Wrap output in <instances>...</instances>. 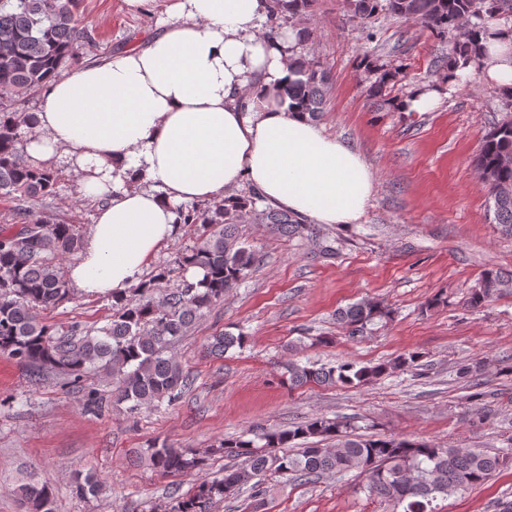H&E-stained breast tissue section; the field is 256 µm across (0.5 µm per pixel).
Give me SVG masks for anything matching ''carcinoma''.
I'll use <instances>...</instances> for the list:
<instances>
[{
    "label": "carcinoma",
    "instance_id": "obj_1",
    "mask_svg": "<svg viewBox=\"0 0 512 512\" xmlns=\"http://www.w3.org/2000/svg\"><path fill=\"white\" fill-rule=\"evenodd\" d=\"M315 4L316 0H274L275 18L267 36L312 15ZM347 5L349 18L364 28H372L382 15H393L417 22L433 34L450 36L453 46L448 57L436 61L444 79L450 69L479 71L481 39L489 35L491 21L512 13V0H347ZM93 40L88 23L68 0H0V99L38 92L65 65L80 61L83 47ZM373 71L369 95L398 111L391 93L402 80V71L377 66ZM294 74L282 97L314 120L323 112L332 87L331 72L306 59ZM29 132L28 113L0 109V198L27 203L13 208L10 220L0 225V352L25 368L34 381L48 373L61 376L73 392L82 394L83 407L93 413L110 404H124L126 412L135 414L143 407L178 401L195 378L172 354L173 346L261 260L241 242V225L264 224L272 233L301 238L311 236L314 226L264 202L254 190L247 196L229 191L213 206L181 205V223L197 234L196 246L176 253L131 293L112 298V314L105 326L87 329L75 323H48L38 312L69 300L62 264L81 250L83 241L74 225L35 214L34 206L54 196L60 174L24 159L20 145ZM473 163L487 191L492 222L512 235V120L485 135ZM191 268L201 270L202 278L188 279ZM505 288H512V275L490 270L472 290L470 304L480 307ZM388 316L383 304L362 300L339 310L337 320L355 335ZM245 344V336L221 330L210 337L205 350L220 359ZM415 362L413 353L389 366L343 362L316 368L290 362L288 383L294 388L311 383L355 388L390 370L410 369ZM101 372L112 380L109 398L86 385L90 376ZM356 430L354 423L338 417H316L293 429L258 435L264 441L261 446L244 434L225 440L216 451L243 459L240 466L224 471L221 480L201 481L191 494L166 505L164 512H211L215 501L245 490L257 510L262 495L258 477L274 474L308 482L352 471L367 475L368 495L392 505V512H433L434 500L482 484L505 462L480 450L375 438ZM298 439L307 447L295 454L286 452ZM144 455L166 475L202 465L197 454L164 442L152 443ZM72 491L83 498L94 496L100 483L91 473H78ZM14 493L19 512H54L53 490L46 482L31 476Z\"/></svg>",
    "mask_w": 512,
    "mask_h": 512
}]
</instances>
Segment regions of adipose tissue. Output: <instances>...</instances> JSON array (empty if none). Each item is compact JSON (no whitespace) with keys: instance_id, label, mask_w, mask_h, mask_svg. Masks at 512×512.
<instances>
[{"instance_id":"adipose-tissue-1","label":"adipose tissue","mask_w":512,"mask_h":512,"mask_svg":"<svg viewBox=\"0 0 512 512\" xmlns=\"http://www.w3.org/2000/svg\"><path fill=\"white\" fill-rule=\"evenodd\" d=\"M271 0H170L157 30L39 93L24 152L66 159L99 200L76 288L109 295L138 282L175 235L180 205L248 184L320 224L363 215L374 177L362 156L281 102L299 65L297 29L269 38ZM483 64L512 91V38L491 36Z\"/></svg>"}]
</instances>
